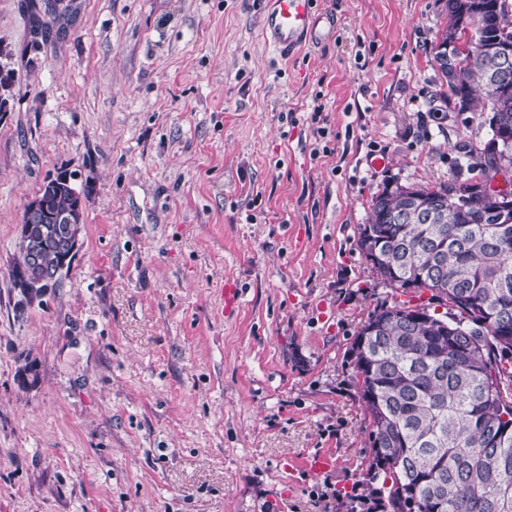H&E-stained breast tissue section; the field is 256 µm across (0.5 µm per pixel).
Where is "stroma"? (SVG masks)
<instances>
[{
  "mask_svg": "<svg viewBox=\"0 0 512 512\" xmlns=\"http://www.w3.org/2000/svg\"><path fill=\"white\" fill-rule=\"evenodd\" d=\"M44 3L0 0V512H362L348 351L396 292L359 227L387 182L484 178L446 0H321L290 60L267 0H57L48 36ZM62 170L78 253L23 307L22 215Z\"/></svg>",
  "mask_w": 512,
  "mask_h": 512,
  "instance_id": "stroma-1",
  "label": "stroma"
}]
</instances>
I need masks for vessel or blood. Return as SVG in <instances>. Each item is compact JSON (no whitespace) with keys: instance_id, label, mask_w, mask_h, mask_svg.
Instances as JSON below:
<instances>
[{"instance_id":"1","label":"vessel or blood","mask_w":512,"mask_h":512,"mask_svg":"<svg viewBox=\"0 0 512 512\" xmlns=\"http://www.w3.org/2000/svg\"><path fill=\"white\" fill-rule=\"evenodd\" d=\"M319 0H268L262 15L264 42L280 57L289 58L305 47L328 39L332 19L321 13Z\"/></svg>"}]
</instances>
